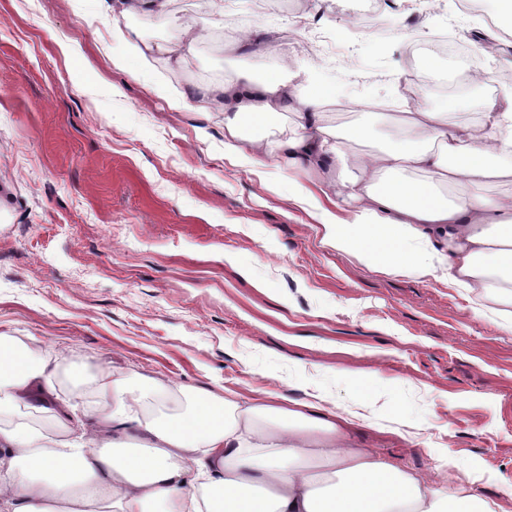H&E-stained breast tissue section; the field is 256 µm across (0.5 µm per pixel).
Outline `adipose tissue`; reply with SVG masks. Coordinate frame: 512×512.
<instances>
[{"mask_svg":"<svg viewBox=\"0 0 512 512\" xmlns=\"http://www.w3.org/2000/svg\"><path fill=\"white\" fill-rule=\"evenodd\" d=\"M82 14L112 16L111 55L137 84L159 93L156 60L182 65L213 45L224 53L191 96L173 106L224 116V148L240 166L274 165L295 175L286 191L306 206L336 249L357 253L367 266L426 278L436 274L467 296L474 317L495 304L494 324L512 329V88L425 103L407 93L391 48L406 40L419 49L418 80L444 84L457 37L440 53L422 52L426 26L375 24L361 64L341 61L355 50L356 21L343 20L328 38L315 14L280 8L257 17L229 16L232 0H212V16L185 19L171 0H73ZM134 16L174 29L147 36ZM232 41H225V28ZM289 30L328 40L318 61L283 62L294 54ZM235 56H256L261 69L230 73ZM346 106L343 127L325 108ZM360 139L348 152L342 129ZM249 372L276 374L302 386L306 399L289 409L243 401L225 391L222 405L196 399L173 415L175 387L154 382H100L112 411L85 425L57 398L58 386L80 391L79 370L46 369L13 337L0 335V418L36 403L37 427L0 426V512H86L78 491L97 482L103 512H491L465 485L445 484L439 471L422 475L358 446V425L415 440L426 412L415 383L404 381L397 403L373 406L353 394L336 404L339 382L380 379V368L307 366L256 353Z\"/></svg>","mask_w":512,"mask_h":512,"instance_id":"obj_1","label":"adipose tissue"}]
</instances>
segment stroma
Returning <instances> with one entry per match:
<instances>
[{
    "label": "stroma",
    "mask_w": 512,
    "mask_h": 512,
    "mask_svg": "<svg viewBox=\"0 0 512 512\" xmlns=\"http://www.w3.org/2000/svg\"><path fill=\"white\" fill-rule=\"evenodd\" d=\"M452 0H402L392 24L435 25ZM460 41L476 61L512 57L478 0ZM112 21L72 0H0V334L120 384L179 386L184 402L303 390L249 373L248 351L368 368L360 387L392 400L418 384L430 402L423 441L357 435L420 472L465 468L495 512H512V332L474 318L446 280L388 274L329 247L321 225L278 188L292 172L224 157V116L175 110L206 57L156 62L166 96L145 93L107 61ZM115 85L111 113L91 94ZM137 113L144 139L123 125ZM266 227L262 240L246 233ZM262 261L268 289L244 278Z\"/></svg>",
    "instance_id": "stroma-1"
}]
</instances>
